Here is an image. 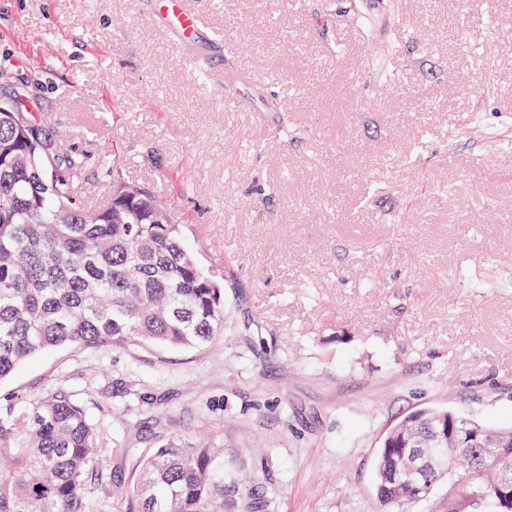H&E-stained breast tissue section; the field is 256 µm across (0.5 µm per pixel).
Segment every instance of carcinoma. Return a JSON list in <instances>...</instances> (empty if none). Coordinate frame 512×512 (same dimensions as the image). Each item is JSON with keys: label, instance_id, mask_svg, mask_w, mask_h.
<instances>
[{"label": "carcinoma", "instance_id": "1", "mask_svg": "<svg viewBox=\"0 0 512 512\" xmlns=\"http://www.w3.org/2000/svg\"><path fill=\"white\" fill-rule=\"evenodd\" d=\"M82 159L60 153L32 112H0V381L53 347L130 344L191 347L224 333V284L203 271L183 243L171 211L153 192L89 211L77 199ZM414 412L384 436L376 459L377 512L404 507L448 487L445 512H512L503 475L477 474L460 488L474 450L433 440L428 419ZM509 448L503 428L451 413ZM430 458L414 489L392 488L390 468L404 441ZM101 437L87 410L64 391L30 409L0 413V512H86L85 487ZM217 449L171 439L133 460L139 472L130 512H222Z\"/></svg>", "mask_w": 512, "mask_h": 512}]
</instances>
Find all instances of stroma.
Listing matches in <instances>:
<instances>
[{"label": "stroma", "mask_w": 512, "mask_h": 512, "mask_svg": "<svg viewBox=\"0 0 512 512\" xmlns=\"http://www.w3.org/2000/svg\"><path fill=\"white\" fill-rule=\"evenodd\" d=\"M190 5L211 55L150 0H0V100L83 157L86 208L106 156L167 201L225 313L194 348L47 350L0 405L85 404L92 512H130L127 455L204 436L224 512H372L412 412L512 425V0Z\"/></svg>", "instance_id": "obj_1"}]
</instances>
